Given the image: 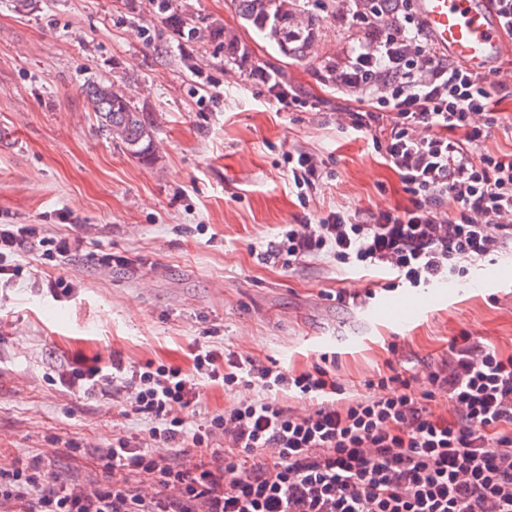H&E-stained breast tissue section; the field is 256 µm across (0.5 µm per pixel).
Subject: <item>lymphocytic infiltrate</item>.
Returning a JSON list of instances; mask_svg holds the SVG:
<instances>
[{
    "label": "lymphocytic infiltrate",
    "instance_id": "1",
    "mask_svg": "<svg viewBox=\"0 0 512 512\" xmlns=\"http://www.w3.org/2000/svg\"><path fill=\"white\" fill-rule=\"evenodd\" d=\"M367 42L325 61L319 76L358 101L339 122L371 135L409 195L395 210L339 209L289 225L270 254L291 268L329 256L360 270L394 275L418 288L489 256L512 251V153L484 149L503 121L490 85L434 49L413 0H347ZM301 205L323 181L322 162L288 154ZM66 256L67 238H36L23 224H0V275L28 243ZM213 351L191 370L113 357L105 367L70 366L64 384L110 397L126 393L149 416L151 440L191 442L202 457L185 465L136 437L91 449L104 483L50 478L51 461L0 466V512H512V355L480 338L451 341L440 367L423 378L400 372L367 380V396L346 399L328 370L298 374L251 359L220 371ZM223 380L238 397L194 422L204 382ZM296 391L313 404L298 414L276 400ZM223 434L224 445L212 444Z\"/></svg>",
    "mask_w": 512,
    "mask_h": 512
}]
</instances>
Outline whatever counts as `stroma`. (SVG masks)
Wrapping results in <instances>:
<instances>
[{
    "instance_id": "35a3bbf8",
    "label": "stroma",
    "mask_w": 512,
    "mask_h": 512,
    "mask_svg": "<svg viewBox=\"0 0 512 512\" xmlns=\"http://www.w3.org/2000/svg\"><path fill=\"white\" fill-rule=\"evenodd\" d=\"M319 15L312 56H283L238 14L236 0H176L191 24L223 28L245 46L183 41L160 0H0V224L82 240L78 255L43 259L0 280V464L49 458L53 472L107 481L69 442L108 447L151 420L121 397L61 384L75 358L190 370L197 348L301 373L329 356L347 394L387 367L424 377L460 331L512 354V253L469 268L464 282L429 286V307L400 324L374 310L388 290L321 257L286 269L262 260L303 212L408 206L398 176L367 137L338 126L347 102L320 64L362 33L339 0H299ZM276 71L317 99L313 112L259 95L247 73ZM123 85L156 122L159 159L138 162L102 134L82 92ZM318 156L326 174L309 208L288 183V153ZM127 257L105 266L101 253ZM64 279L67 289L56 288ZM354 293L338 303L339 290Z\"/></svg>"
}]
</instances>
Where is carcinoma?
I'll return each instance as SVG.
<instances>
[{
  "mask_svg": "<svg viewBox=\"0 0 512 512\" xmlns=\"http://www.w3.org/2000/svg\"><path fill=\"white\" fill-rule=\"evenodd\" d=\"M237 7L240 17L274 43L281 54L298 60L310 55L321 23L318 15L291 0H238ZM163 8L170 11L167 22L175 34L191 32L196 39H224V31L192 25L172 4ZM83 92L102 131L112 142L140 162H154L155 130L147 113L115 90L112 80L89 81Z\"/></svg>",
  "mask_w": 512,
  "mask_h": 512,
  "instance_id": "1",
  "label": "carcinoma"
}]
</instances>
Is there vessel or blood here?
<instances>
[{
    "label": "vessel or blood",
    "instance_id": "obj_1",
    "mask_svg": "<svg viewBox=\"0 0 512 512\" xmlns=\"http://www.w3.org/2000/svg\"><path fill=\"white\" fill-rule=\"evenodd\" d=\"M414 6L436 49L460 60L471 72L512 81V70L500 64L512 41L504 34L493 0H414ZM424 306V301L402 297L383 311L405 323Z\"/></svg>",
    "mask_w": 512,
    "mask_h": 512
}]
</instances>
